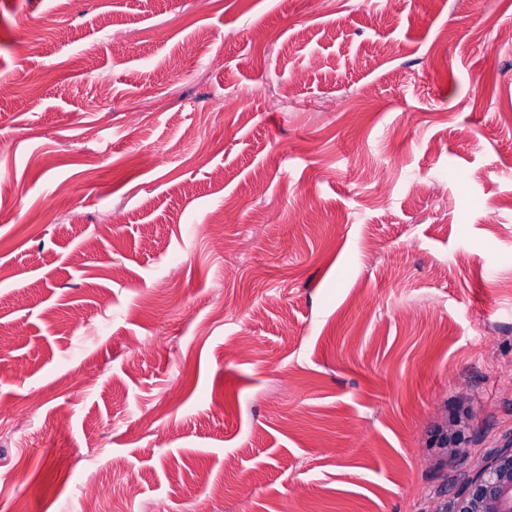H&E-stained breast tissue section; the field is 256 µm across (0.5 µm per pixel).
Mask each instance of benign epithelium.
Masks as SVG:
<instances>
[{
  "label": "benign epithelium",
  "mask_w": 512,
  "mask_h": 512,
  "mask_svg": "<svg viewBox=\"0 0 512 512\" xmlns=\"http://www.w3.org/2000/svg\"><path fill=\"white\" fill-rule=\"evenodd\" d=\"M471 417L469 399L462 394L448 414V430L441 439V448L448 456L463 453ZM451 512H512V448L501 450L464 486Z\"/></svg>",
  "instance_id": "benign-epithelium-1"
}]
</instances>
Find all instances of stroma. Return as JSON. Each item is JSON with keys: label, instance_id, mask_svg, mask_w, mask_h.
<instances>
[{"label": "stroma", "instance_id": "1", "mask_svg": "<svg viewBox=\"0 0 512 512\" xmlns=\"http://www.w3.org/2000/svg\"><path fill=\"white\" fill-rule=\"evenodd\" d=\"M509 31L0 0V512H428L512 447ZM472 417V409L469 405V399L461 394L457 399V406L448 414V430L441 439V448L448 453L450 457H456L463 453L464 435L469 426Z\"/></svg>", "mask_w": 512, "mask_h": 512}]
</instances>
